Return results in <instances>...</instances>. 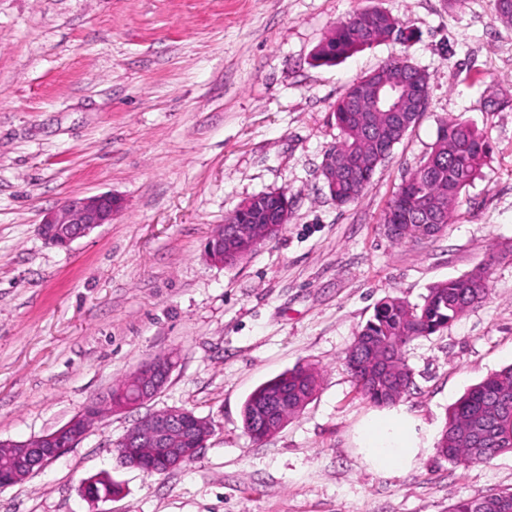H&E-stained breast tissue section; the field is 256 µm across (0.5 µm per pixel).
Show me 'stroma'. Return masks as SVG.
<instances>
[{"instance_id":"obj_1","label":"stroma","mask_w":512,"mask_h":512,"mask_svg":"<svg viewBox=\"0 0 512 512\" xmlns=\"http://www.w3.org/2000/svg\"><path fill=\"white\" fill-rule=\"evenodd\" d=\"M376 6L416 32L338 64L313 53L337 21ZM405 56L429 75L427 109L354 204L320 176L349 83ZM491 152L438 236L395 243L382 213L444 120ZM287 191L275 239L233 266L203 251L253 195ZM121 201L112 223L45 244V213L73 195ZM488 264L491 291L410 343L415 387L396 407L434 432L467 388L512 363V26L492 0H0V440L56 430L143 362L177 356L164 390L104 415L0 512H452L512 490V454L370 470L356 436L373 406L342 358L375 304L422 303L433 284ZM299 363L321 373L266 442L243 426L260 383ZM192 410L214 432L186 466L150 475L114 445L138 419ZM108 472L112 498L82 499Z\"/></svg>"}]
</instances>
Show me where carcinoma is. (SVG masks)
<instances>
[{"instance_id":"obj_1","label":"carcinoma","mask_w":512,"mask_h":512,"mask_svg":"<svg viewBox=\"0 0 512 512\" xmlns=\"http://www.w3.org/2000/svg\"><path fill=\"white\" fill-rule=\"evenodd\" d=\"M365 22L357 20L359 12L336 22L330 35L315 49L313 59L320 65H334L359 51L380 42L412 39L409 28L379 8L363 10ZM358 77L332 105V116L340 138L325 154L336 156L354 171V183L337 175L336 204L358 201L369 187L376 167L383 163L375 153V143L394 138L401 141L396 126L416 123V95L428 94V73L404 59L389 60ZM366 78L386 80L395 87L394 98L404 107L401 112H373L371 103L363 109L354 106L360 81ZM489 154L488 143L469 122L456 118L444 122L431 151L419 167L405 180L389 201L383 223L400 225L392 235L397 242L421 241L427 224H449L463 192L482 177ZM282 192L253 196L250 209L227 217L224 224V261L234 265V237L242 224H262L267 212L278 204ZM489 294L488 266L480 264L470 271L433 285L423 303L412 305L400 297L379 300L373 314L359 330L357 339L344 356V363L358 359L362 365L356 388L376 406H390L403 394L379 369L378 358L386 347L392 348V366L408 368L405 348L415 339L433 335L448 327L463 311L482 303ZM319 373L309 364H300L259 385L246 399L242 417L248 433L261 434L265 426L267 395L280 388L288 389V416L299 415L314 397ZM444 457L455 464L488 462L512 453V365L490 374L470 387L452 406L438 441ZM118 486L103 472L85 482L84 497L100 500L114 495ZM453 512H512V491L498 492L479 499L458 502Z\"/></svg>"}]
</instances>
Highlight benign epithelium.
Masks as SVG:
<instances>
[{"mask_svg":"<svg viewBox=\"0 0 512 512\" xmlns=\"http://www.w3.org/2000/svg\"><path fill=\"white\" fill-rule=\"evenodd\" d=\"M120 208L119 200L109 193L94 196H70L57 209L46 213L39 224V234L45 243L66 248L75 240L93 229L112 223ZM291 208L283 200L280 209L267 224H256L239 229L238 253L252 249L253 242L269 237L280 226L288 224ZM224 226H219L205 243L204 251L209 261L224 265ZM174 361L170 355H157L143 363L131 376L136 391L131 400L121 403L120 408H137L156 397L167 385L173 371ZM87 415L83 411L51 433L23 441H0L6 449V471L11 481L18 484L70 448L77 445L84 434L78 432L79 424ZM210 423L199 419L194 413L180 407L150 412L127 430L121 442L124 454L134 451L138 443L150 444L158 458L171 471L197 456L204 446Z\"/></svg>","mask_w":512,"mask_h":512,"instance_id":"1","label":"benign epithelium"}]
</instances>
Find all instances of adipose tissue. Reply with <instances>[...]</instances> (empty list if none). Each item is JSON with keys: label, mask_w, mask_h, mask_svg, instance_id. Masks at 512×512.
I'll return each instance as SVG.
<instances>
[{"label": "adipose tissue", "mask_w": 512, "mask_h": 512, "mask_svg": "<svg viewBox=\"0 0 512 512\" xmlns=\"http://www.w3.org/2000/svg\"><path fill=\"white\" fill-rule=\"evenodd\" d=\"M432 441L431 432L418 429L395 409L371 413L358 429L360 453L372 470L382 474L412 467Z\"/></svg>", "instance_id": "1"}]
</instances>
